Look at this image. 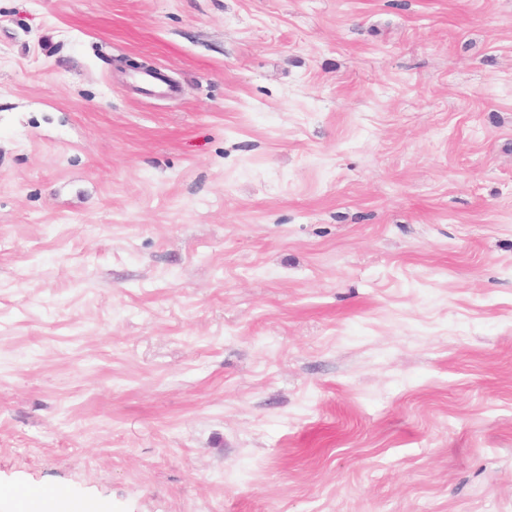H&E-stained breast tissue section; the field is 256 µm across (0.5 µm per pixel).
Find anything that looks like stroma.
<instances>
[{
  "label": "stroma",
  "mask_w": 512,
  "mask_h": 512,
  "mask_svg": "<svg viewBox=\"0 0 512 512\" xmlns=\"http://www.w3.org/2000/svg\"><path fill=\"white\" fill-rule=\"evenodd\" d=\"M0 484L512 512V0H0Z\"/></svg>",
  "instance_id": "35a3bbf8"
}]
</instances>
